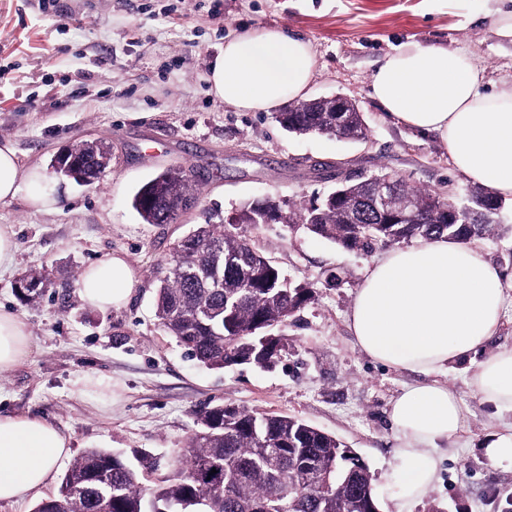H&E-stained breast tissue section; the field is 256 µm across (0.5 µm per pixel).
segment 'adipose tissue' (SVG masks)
Instances as JSON below:
<instances>
[{
    "label": "adipose tissue",
    "instance_id": "1",
    "mask_svg": "<svg viewBox=\"0 0 512 512\" xmlns=\"http://www.w3.org/2000/svg\"><path fill=\"white\" fill-rule=\"evenodd\" d=\"M316 57L302 39L277 30L238 35L213 58L209 82L226 106L264 112L305 96ZM372 96L387 114L423 133L436 134L455 169L474 183L512 197V90L486 91L480 71L462 52L413 45L387 55L372 78ZM10 143H0V201L36 183ZM138 282L115 253L90 263L78 294L87 306L125 304ZM512 290L499 268L471 242L419 240L389 250L366 271L349 315L356 347L373 362L426 375L392 402L389 419L399 442L395 453L400 499H421L438 480L441 442L462 428L461 400L433 374L476 358L468 384L480 400L512 410V348L486 352ZM25 322L0 310V372L27 353ZM70 454L68 439L38 418L0 414V502L39 491Z\"/></svg>",
    "mask_w": 512,
    "mask_h": 512
}]
</instances>
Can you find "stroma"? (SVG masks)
Here are the masks:
<instances>
[{
  "label": "stroma",
  "mask_w": 512,
  "mask_h": 512,
  "mask_svg": "<svg viewBox=\"0 0 512 512\" xmlns=\"http://www.w3.org/2000/svg\"><path fill=\"white\" fill-rule=\"evenodd\" d=\"M512 0H0V142L38 169L36 192L0 201V226L17 243L0 273V306L27 325L29 350L0 373V414L55 425L72 457L88 448L151 456L170 472L174 452L195 428L197 411L224 402L260 414L300 418L336 436L370 471L379 512H504L512 464L484 455L485 435L512 412L475 399L464 359L435 379L459 396L461 432L441 444L439 481L415 505H400L388 410L420 375L375 364L355 345L348 315L369 266L385 249L341 248L298 223L245 224L251 244L313 299L281 334L270 369L209 370L187 357L155 317L154 271L175 241L198 224H220L264 198L306 203L337 178L387 172L408 184L452 189L472 182L455 170L441 140L387 115L371 95L379 61L418 44L466 53L487 90L512 88V37L501 34ZM281 30L316 56L309 97L342 95L360 107V141L296 136L274 111L241 112L212 92L210 63L226 39ZM86 140L112 151L99 182L80 185L53 172V159ZM195 167L200 202L173 224L144 223L131 205L137 188L167 168ZM123 254L139 273L128 303L101 311L77 293L90 262ZM47 269L52 286L38 305L14 283ZM97 377L105 388L84 389Z\"/></svg>",
  "instance_id": "stroma-1"
}]
</instances>
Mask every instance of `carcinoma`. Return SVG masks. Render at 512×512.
<instances>
[{
	"label": "carcinoma",
	"instance_id": "1",
	"mask_svg": "<svg viewBox=\"0 0 512 512\" xmlns=\"http://www.w3.org/2000/svg\"><path fill=\"white\" fill-rule=\"evenodd\" d=\"M316 112L293 102L275 113L286 131L362 140L361 112ZM106 166L83 156L73 180L100 179ZM364 180L348 179L316 204L288 203L311 234L349 250L393 246L411 238L471 241L502 229L504 203L478 188L464 197L441 196L398 181V199L416 204V221L398 224L372 211L351 219L364 197ZM199 199L191 169H166L142 185L133 208L148 224H171ZM239 233L199 224L179 240L161 264L156 291L159 325L186 354L208 369L275 364L281 338L261 342L262 332L283 325L312 299L313 290L287 280ZM18 296L39 302L51 287L49 273L29 270ZM197 429L177 452L173 471L149 480L155 470L144 456L86 449L61 479L58 493L34 512H378L372 476L345 445L305 421L286 415H256L219 403L206 406ZM215 474H210L211 470Z\"/></svg>",
	"mask_w": 512,
	"mask_h": 512
}]
</instances>
